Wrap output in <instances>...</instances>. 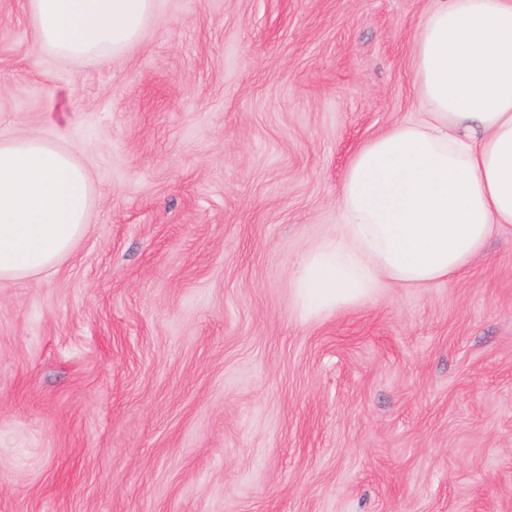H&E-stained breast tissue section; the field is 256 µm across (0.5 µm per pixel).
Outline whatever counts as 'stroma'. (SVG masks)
<instances>
[{
	"instance_id": "1",
	"label": "stroma",
	"mask_w": 512,
	"mask_h": 512,
	"mask_svg": "<svg viewBox=\"0 0 512 512\" xmlns=\"http://www.w3.org/2000/svg\"><path fill=\"white\" fill-rule=\"evenodd\" d=\"M433 0H156L112 59L0 0V141L68 148L91 227L0 288V512H512V231L306 316L364 144L419 118Z\"/></svg>"
}]
</instances>
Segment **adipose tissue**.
<instances>
[{
	"mask_svg": "<svg viewBox=\"0 0 512 512\" xmlns=\"http://www.w3.org/2000/svg\"><path fill=\"white\" fill-rule=\"evenodd\" d=\"M40 46L63 59L111 58L153 0H28ZM423 120L355 154L335 239L305 253L306 309L354 303L392 282L424 288L462 274L512 228V0H435L414 45ZM94 185L64 148L0 142V286L56 266L89 229Z\"/></svg>",
	"mask_w": 512,
	"mask_h": 512,
	"instance_id": "adipose-tissue-1",
	"label": "adipose tissue"
}]
</instances>
